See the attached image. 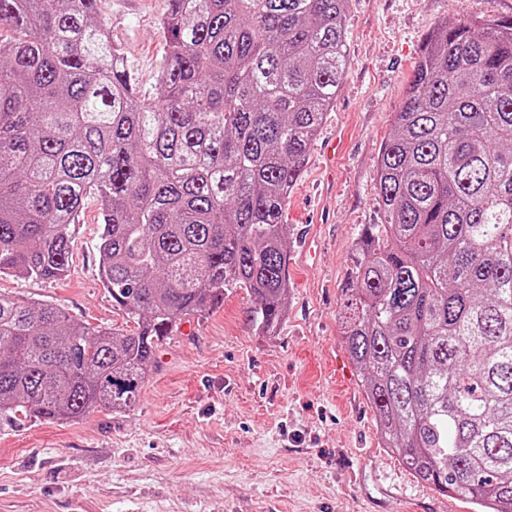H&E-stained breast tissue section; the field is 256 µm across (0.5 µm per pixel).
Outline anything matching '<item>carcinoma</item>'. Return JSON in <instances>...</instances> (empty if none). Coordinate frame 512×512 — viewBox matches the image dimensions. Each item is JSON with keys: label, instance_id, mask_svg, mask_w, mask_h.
<instances>
[{"label": "carcinoma", "instance_id": "carcinoma-1", "mask_svg": "<svg viewBox=\"0 0 512 512\" xmlns=\"http://www.w3.org/2000/svg\"><path fill=\"white\" fill-rule=\"evenodd\" d=\"M98 2L0 0V275L66 278L93 198L99 278L137 330L0 295L16 425L130 409L159 346L229 287L279 328L285 205L346 73L348 0H167L149 99ZM377 196L341 291L381 443L437 492L512 512V19L432 31Z\"/></svg>", "mask_w": 512, "mask_h": 512}]
</instances>
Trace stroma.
<instances>
[{
  "label": "stroma",
  "instance_id": "1",
  "mask_svg": "<svg viewBox=\"0 0 512 512\" xmlns=\"http://www.w3.org/2000/svg\"><path fill=\"white\" fill-rule=\"evenodd\" d=\"M166 0H101L142 96L155 97ZM512 17V0H348V69L288 197L290 295L261 334L246 290L192 316L157 351L138 404L71 421L0 419V512H476L381 448L340 335L362 225L379 224L377 164L414 64L440 22ZM88 200L65 279L0 276V293L120 333L136 325L98 279Z\"/></svg>",
  "mask_w": 512,
  "mask_h": 512
}]
</instances>
